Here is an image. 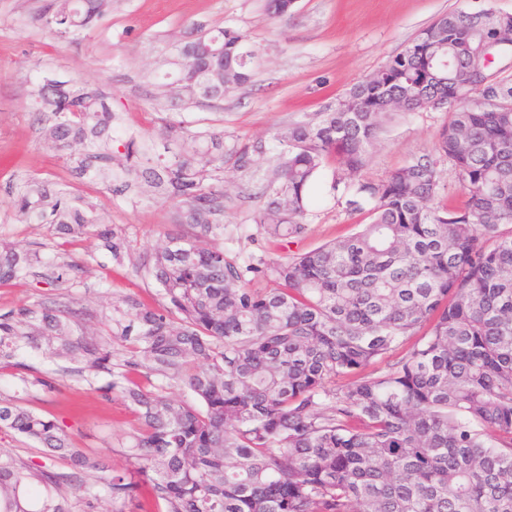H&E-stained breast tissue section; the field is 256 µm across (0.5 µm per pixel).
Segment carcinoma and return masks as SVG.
<instances>
[{
	"label": "carcinoma",
	"mask_w": 512,
	"mask_h": 512,
	"mask_svg": "<svg viewBox=\"0 0 512 512\" xmlns=\"http://www.w3.org/2000/svg\"><path fill=\"white\" fill-rule=\"evenodd\" d=\"M36 21L54 37L76 38L111 0H45ZM512 15L463 9L422 29L372 77L317 121L276 134L280 183L255 222L273 238L304 235L309 186L336 165L347 207L369 206L352 234L287 262L241 268L204 240L224 229V132L199 136L170 122L159 134L173 159L142 177L182 210L191 229L158 249L148 271L158 308L112 302V339L80 346L83 370L112 377L105 389L129 401L139 426L126 435L131 468L97 477L112 512H512V87L480 78L457 51L468 43L512 50ZM176 84L203 97L202 78L249 81L254 59L232 30L201 33L174 48ZM488 110L457 107L471 91ZM35 112L50 114L59 151L112 188L104 137L112 108L74 81H43ZM444 110L436 152L467 196L462 208L438 199L434 165L418 159L378 183L361 175L379 130L398 112ZM19 220L56 225L63 235L96 224L113 255L122 243L93 206L30 177L9 192ZM27 257L0 251V284ZM268 279L274 288H253ZM0 315V359L38 337L66 336L57 310ZM387 363L382 371L380 363ZM162 378L187 390L175 401ZM0 431L23 437L63 462L32 471L0 449V512H71L87 499L100 465L55 421L0 402ZM46 489L28 506L27 484Z\"/></svg>",
	"instance_id": "obj_1"
}]
</instances>
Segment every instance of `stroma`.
<instances>
[{"label": "stroma", "instance_id": "1", "mask_svg": "<svg viewBox=\"0 0 512 512\" xmlns=\"http://www.w3.org/2000/svg\"><path fill=\"white\" fill-rule=\"evenodd\" d=\"M267 0H112L108 12L80 38H52L32 21L43 0H0V243L37 254L26 274L0 285V314L47 305L76 310L72 338L108 336L112 300L128 296L156 308L160 289L144 269L169 236L182 233L173 203L150 198L129 183L145 164L166 165L173 142L158 134L171 121L194 132L224 134V230L216 244L237 265L284 262L293 255L354 232L365 221L350 212L333 167L315 179L306 232L291 241L267 235L254 221L277 181L273 134L335 105L373 75L440 15L464 9L512 14V0H295L287 15L271 17ZM229 28L244 34L256 54L250 83L213 100L188 103L172 95L160 61L171 45L198 32ZM80 80L101 89L112 106V184L74 173L47 140L32 109L31 92L42 78ZM443 111L405 112L388 121L369 149L364 178L380 181L406 163L433 161L439 194L461 204L466 196L452 164L435 152ZM249 164L237 168L240 153ZM36 176L68 186L94 205L121 236L120 255L101 238L58 234L52 225L20 223L4 201L12 185ZM71 265L69 280L54 275ZM57 340L17 351L0 364V400H10L57 421L77 447L107 468H123L119 437L138 424L130 404L104 394L109 377L81 371L79 359L56 357Z\"/></svg>", "mask_w": 512, "mask_h": 512}]
</instances>
